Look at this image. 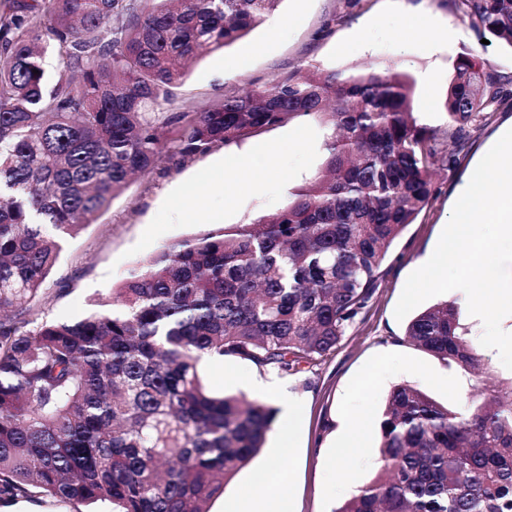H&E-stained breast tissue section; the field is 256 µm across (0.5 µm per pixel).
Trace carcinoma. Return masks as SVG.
<instances>
[{
  "label": "carcinoma",
  "instance_id": "cac0c4a2",
  "mask_svg": "<svg viewBox=\"0 0 512 512\" xmlns=\"http://www.w3.org/2000/svg\"><path fill=\"white\" fill-rule=\"evenodd\" d=\"M280 0H7L0 11V502L47 497L108 512H210L264 447L276 409L211 390L226 357L288 374L330 354L432 196L433 166L502 98L469 56L448 88V142L394 68H299L167 118L178 165L292 119L327 127L321 171L279 210L172 244L112 288V309L57 320L32 302L61 241L97 221L166 149L157 111L185 67L262 24ZM512 47V0H454ZM59 66H43L48 47ZM38 73H33V70ZM405 335L464 368L481 358L458 307ZM334 512H512V391L451 411L403 384L372 481Z\"/></svg>",
  "mask_w": 512,
  "mask_h": 512
}]
</instances>
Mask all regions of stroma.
Wrapping results in <instances>:
<instances>
[{
    "mask_svg": "<svg viewBox=\"0 0 512 512\" xmlns=\"http://www.w3.org/2000/svg\"><path fill=\"white\" fill-rule=\"evenodd\" d=\"M414 10L431 15L429 31L413 40L401 39L403 18ZM452 28L461 30V37H449ZM470 53L500 79L502 101L472 132L454 169L436 170L432 198L397 241L371 300L335 351L292 375L231 357L221 366L205 368L213 391H241L278 411L291 399L305 407L293 455L282 461L279 473L261 491L267 502L275 501L286 482L296 512H335L369 483L377 470L382 412L395 386L412 385L456 411L476 401L483 388L512 387V370L502 365L496 350L479 344L482 322L465 313L459 316L485 360L477 374L418 348L405 334L406 321L394 315L408 276L437 245L466 170L512 118V48L482 46L477 29L450 0H280L266 23L225 49L198 58L175 87L174 105L160 109L166 117L174 111L209 108L221 103L225 94L263 87L303 65L324 70L390 65L415 79L416 115L444 147L453 66ZM325 132L319 120L295 119L179 166L160 157L151 172L129 182L96 223L63 241L35 307L56 319L98 310L111 299L113 286L163 246L248 224L281 208L291 192L322 168ZM243 175L251 179L252 188L240 186ZM200 194L205 211L196 217L188 202ZM286 426L278 414L262 451L225 485L211 512H234L252 495L253 478L276 458ZM345 426L358 430L365 442L362 453L347 464V486L337 483L328 463V451Z\"/></svg>",
    "mask_w": 512,
    "mask_h": 512,
    "instance_id": "stroma-1",
    "label": "stroma"
}]
</instances>
